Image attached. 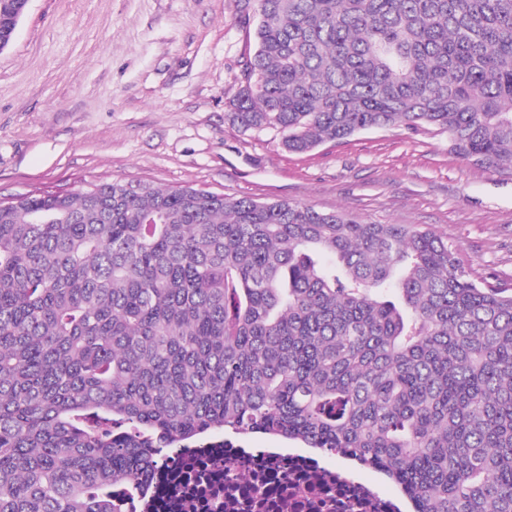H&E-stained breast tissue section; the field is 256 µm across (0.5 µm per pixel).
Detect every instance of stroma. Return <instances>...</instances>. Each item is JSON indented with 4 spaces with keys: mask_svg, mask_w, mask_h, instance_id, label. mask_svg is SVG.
Wrapping results in <instances>:
<instances>
[{
    "mask_svg": "<svg viewBox=\"0 0 512 512\" xmlns=\"http://www.w3.org/2000/svg\"><path fill=\"white\" fill-rule=\"evenodd\" d=\"M244 0H31L0 51V201L102 183L192 187L416 224L512 290V170L434 128L365 130L294 154L225 118L256 51Z\"/></svg>",
    "mask_w": 512,
    "mask_h": 512,
    "instance_id": "1",
    "label": "stroma"
}]
</instances>
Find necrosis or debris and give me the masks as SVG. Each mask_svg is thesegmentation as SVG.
Returning <instances> with one entry per match:
<instances>
[{
    "label": "necrosis or debris",
    "mask_w": 512,
    "mask_h": 512,
    "mask_svg": "<svg viewBox=\"0 0 512 512\" xmlns=\"http://www.w3.org/2000/svg\"><path fill=\"white\" fill-rule=\"evenodd\" d=\"M118 512H407L399 495L308 448L211 437L169 449L147 488L112 490Z\"/></svg>",
    "instance_id": "4bbe7bcc"
}]
</instances>
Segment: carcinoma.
Here are the masks:
<instances>
[{
	"mask_svg": "<svg viewBox=\"0 0 512 512\" xmlns=\"http://www.w3.org/2000/svg\"><path fill=\"white\" fill-rule=\"evenodd\" d=\"M226 119L304 153L448 133L512 169V0H255ZM350 453L415 512H512V293L448 239L193 188L0 209V512H114L164 448Z\"/></svg>",
	"mask_w": 512,
	"mask_h": 512,
	"instance_id": "1",
	"label": "carcinoma"
}]
</instances>
